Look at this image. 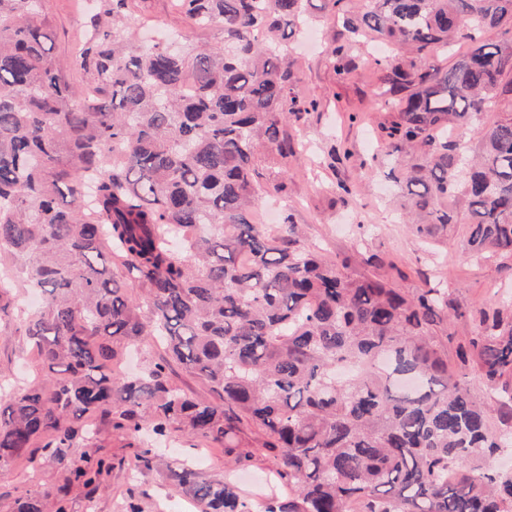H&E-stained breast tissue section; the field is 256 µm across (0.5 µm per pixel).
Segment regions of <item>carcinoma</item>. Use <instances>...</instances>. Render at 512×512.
Here are the masks:
<instances>
[{
    "label": "carcinoma",
    "mask_w": 512,
    "mask_h": 512,
    "mask_svg": "<svg viewBox=\"0 0 512 512\" xmlns=\"http://www.w3.org/2000/svg\"><path fill=\"white\" fill-rule=\"evenodd\" d=\"M36 2L0 0V265L41 294L19 321L56 377L0 394V474L42 451L67 476L8 512H70L72 486L98 485L110 465L67 453L93 415L132 436L144 422L186 431L240 466L243 429L258 428L285 497L259 511L231 482L169 469L201 512H512V472L494 464L512 446V294L463 310L445 288L350 274L289 208L274 231L254 220L288 202L286 180L260 181V155L296 156L287 126L318 107L295 95L289 58L306 0H179L195 25L224 28L223 47L188 54L135 46L119 29L129 0H100L80 92L53 65ZM324 2L351 37L406 50L376 64L410 229L441 241L464 213L470 252L512 258V0ZM463 43L450 66L432 61ZM455 323L470 336L450 374ZM149 339L166 359L109 371ZM171 361L218 401L170 386Z\"/></svg>",
    "instance_id": "obj_1"
}]
</instances>
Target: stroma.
Wrapping results in <instances>:
<instances>
[{
	"instance_id": "stroma-1",
	"label": "stroma",
	"mask_w": 512,
	"mask_h": 512,
	"mask_svg": "<svg viewBox=\"0 0 512 512\" xmlns=\"http://www.w3.org/2000/svg\"><path fill=\"white\" fill-rule=\"evenodd\" d=\"M40 4L52 37L55 67L66 82L81 88L72 59L98 7L90 0H40ZM308 13L313 37L298 33L290 39L298 79L295 91L304 99L317 100L319 106L297 123L303 142L300 158L262 155L259 172L263 181L287 180L288 203L308 241L326 258L347 261L351 272L381 276L410 293L428 283L439 285L448 288L466 309L488 306L499 295L511 292L512 260L472 256L465 244L464 225H455L447 245L437 247L418 239L402 222L404 199L387 178L390 165L379 139L380 127L390 114L374 96L382 76L374 62L376 53L347 41L323 0H310ZM160 28L180 31L188 50L224 44L222 26L192 27L176 0H134L126 36L140 41ZM337 47L343 48L351 62L349 73L342 76L334 68ZM47 375L17 321L0 318V382H40ZM261 439L257 429H245L242 443L251 459L247 469L236 471L227 463L223 449L175 433L153 444L152 469L137 472L133 463L144 449L142 441L100 426L88 452L107 458L112 470L94 493L72 490L71 512H86L90 502L95 512H127L132 501L141 512H198L168 477L169 468L182 463L195 466L207 479L233 478L243 495L258 502L266 500L276 491L269 480L278 461L260 448ZM64 477L63 465L48 455L38 457L33 466L17 462L0 476V512H6L21 495L56 488Z\"/></svg>"
}]
</instances>
